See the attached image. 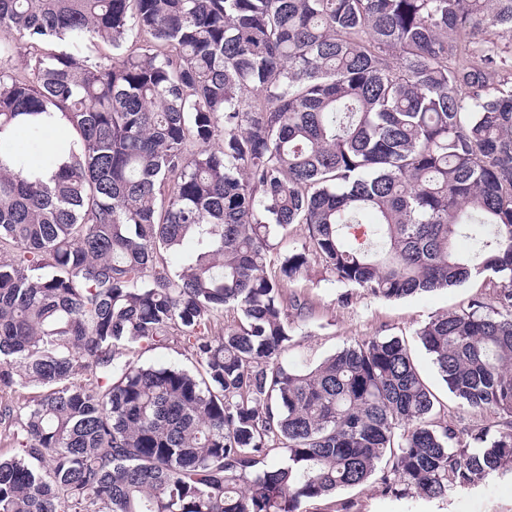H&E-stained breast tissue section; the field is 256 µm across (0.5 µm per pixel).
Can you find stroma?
Instances as JSON below:
<instances>
[{
    "mask_svg": "<svg viewBox=\"0 0 512 512\" xmlns=\"http://www.w3.org/2000/svg\"><path fill=\"white\" fill-rule=\"evenodd\" d=\"M284 295L306 306L286 354L288 361L312 366L361 339L400 337L408 342L422 378L439 398L442 419L470 434L486 424V417L472 413L449 393L415 332L437 315L467 308L472 300L493 305L492 285L476 278L457 288L384 300L337 282L314 259L306 272L285 286ZM132 356L146 365H174L190 371L197 367L178 336L161 348L134 349ZM302 512H512V471L492 474L477 487L452 489L444 500H427L414 493L395 495L374 477L361 486L338 491L332 499L305 504Z\"/></svg>",
    "mask_w": 512,
    "mask_h": 512,
    "instance_id": "obj_1",
    "label": "stroma"
}]
</instances>
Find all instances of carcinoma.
<instances>
[{
    "label": "carcinoma",
    "mask_w": 512,
    "mask_h": 512,
    "mask_svg": "<svg viewBox=\"0 0 512 512\" xmlns=\"http://www.w3.org/2000/svg\"><path fill=\"white\" fill-rule=\"evenodd\" d=\"M66 36L116 57L38 52ZM21 44L0 142L55 110L80 146L47 182L0 159V388L44 389L0 399V512H299L375 475L439 500L512 466V0H0ZM312 256L380 299L497 288L416 331L473 444L400 338L284 362ZM174 335L198 373L126 359ZM307 237L306 227L302 224H292L288 227V231L282 236H277L273 243L275 249L271 254V259H277L280 254L289 250L300 248L305 243Z\"/></svg>",
    "instance_id": "cac0c4a2"
}]
</instances>
